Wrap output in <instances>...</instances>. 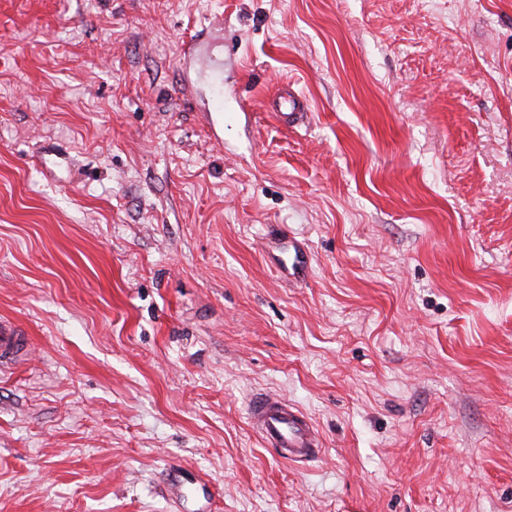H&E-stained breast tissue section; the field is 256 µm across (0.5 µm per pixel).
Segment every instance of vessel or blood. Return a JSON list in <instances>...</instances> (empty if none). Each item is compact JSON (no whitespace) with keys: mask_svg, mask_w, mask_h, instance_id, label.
<instances>
[{"mask_svg":"<svg viewBox=\"0 0 512 512\" xmlns=\"http://www.w3.org/2000/svg\"><path fill=\"white\" fill-rule=\"evenodd\" d=\"M271 110L286 126L298 124L307 116L305 100L285 87L276 93ZM278 265L289 274H300L308 269L309 257L299 249H288ZM27 349L28 338L22 328L12 322L0 324V364L16 361ZM249 424L265 446L278 450L283 459L294 464L309 461L322 446L308 414L273 394L261 393L251 399Z\"/></svg>","mask_w":512,"mask_h":512,"instance_id":"obj_1","label":"vessel or blood"}]
</instances>
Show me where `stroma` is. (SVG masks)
Wrapping results in <instances>:
<instances>
[{
	"label": "stroma",
	"mask_w": 512,
	"mask_h": 512,
	"mask_svg": "<svg viewBox=\"0 0 512 512\" xmlns=\"http://www.w3.org/2000/svg\"><path fill=\"white\" fill-rule=\"evenodd\" d=\"M2 318L0 512H512V0H0ZM272 112L285 126L297 125L308 115L305 100L291 92L288 87H281L273 99ZM282 254L285 257L278 258V265L281 270L288 271V275H295L306 272L309 267V257L296 247L292 250L288 246L282 248ZM28 337L22 328L12 322L0 324V364L12 363L25 354ZM248 414L261 442L278 450L289 463H305L322 448L320 434L308 414L274 394L253 397Z\"/></svg>",
	"instance_id": "1"
}]
</instances>
